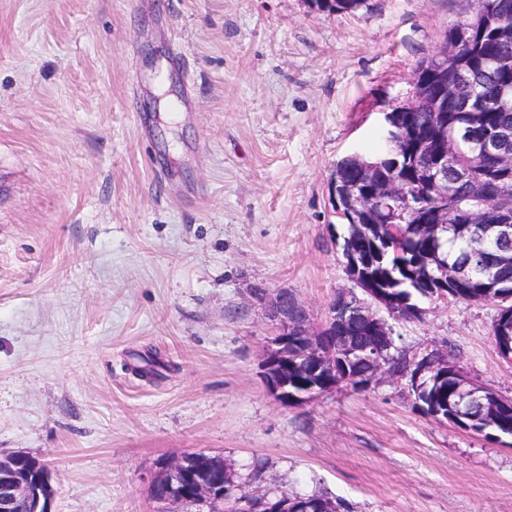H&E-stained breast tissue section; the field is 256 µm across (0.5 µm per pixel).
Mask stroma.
Masks as SVG:
<instances>
[{
    "instance_id": "obj_1",
    "label": "stroma",
    "mask_w": 512,
    "mask_h": 512,
    "mask_svg": "<svg viewBox=\"0 0 512 512\" xmlns=\"http://www.w3.org/2000/svg\"><path fill=\"white\" fill-rule=\"evenodd\" d=\"M476 0H0V454L54 512H156L154 463L350 512H512V447L414 408L406 379L269 394L265 301L354 290L337 163L373 153ZM393 324L512 397L491 303Z\"/></svg>"
}]
</instances>
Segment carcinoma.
<instances>
[{
  "label": "carcinoma",
  "mask_w": 512,
  "mask_h": 512,
  "mask_svg": "<svg viewBox=\"0 0 512 512\" xmlns=\"http://www.w3.org/2000/svg\"><path fill=\"white\" fill-rule=\"evenodd\" d=\"M313 2L321 12L342 15L356 11L365 0H333V4L325 6L322 5L324 0ZM462 26L471 29L472 41L455 56V61L470 73L471 84L486 104V111L465 112L458 104L448 102V138L457 142L453 166L448 168V205L462 211L483 207L512 218V172L506 179L491 177L487 181V195L478 202L470 198L468 182L459 177L461 171L480 177L494 167L493 162L479 156L477 151V141L486 130L512 132V104L504 106L499 102L501 87L512 86V36L505 33L512 29V0H478L473 18L447 31L448 44H454L456 32ZM400 122L416 131L418 139L428 145L413 147L410 158L400 160L397 165L384 162L380 174L404 180L407 194L419 198L429 213L439 208L443 199L420 180L418 170L433 165L429 143L435 140L438 131L424 112H404ZM358 176L356 160L347 156L337 163L332 179L350 183ZM401 216L399 205L383 208L370 215L367 224L344 225L342 234V238L356 241L369 255L373 285L388 289L393 297L391 318L404 320L406 312L419 307V302L434 299L433 289L426 284L435 283V277L444 266L456 268L463 275L461 284L446 288L447 299L455 303L491 301L481 288L482 283L490 279L498 284L495 292L512 293V261L501 260L504 253L512 255V238L498 239L490 224H443L426 237L412 225L416 217L411 215L407 223L400 224V252L395 254L386 249L385 237L390 235L394 220ZM352 324L351 338L355 343L382 342L381 338L369 335L359 320H353ZM461 372L462 366L457 362L448 364V377L430 386L423 403L440 409L455 404L460 399L457 386ZM470 418L466 430L493 438L497 443L509 438L511 442L507 446L512 447V407H503L494 413L477 410Z\"/></svg>",
  "instance_id": "1"
}]
</instances>
